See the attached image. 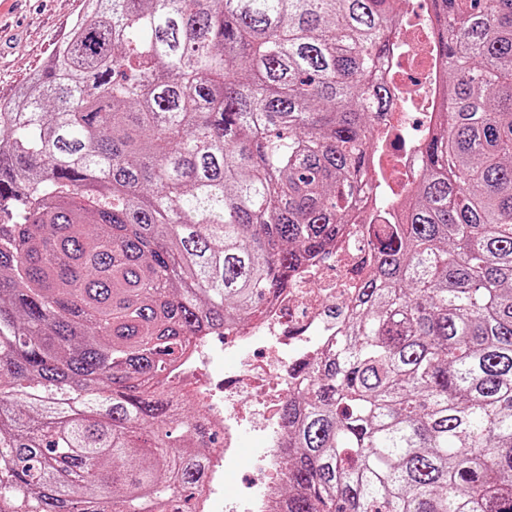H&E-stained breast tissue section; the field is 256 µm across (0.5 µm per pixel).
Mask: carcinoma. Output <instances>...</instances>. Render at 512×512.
Wrapping results in <instances>:
<instances>
[{"label": "carcinoma", "instance_id": "carcinoma-1", "mask_svg": "<svg viewBox=\"0 0 512 512\" xmlns=\"http://www.w3.org/2000/svg\"><path fill=\"white\" fill-rule=\"evenodd\" d=\"M398 2L83 0L0 104V512L195 498L153 382L328 258ZM433 2L452 119L283 406V512H512V0Z\"/></svg>", "mask_w": 512, "mask_h": 512}]
</instances>
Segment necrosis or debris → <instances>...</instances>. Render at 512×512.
<instances>
[{"mask_svg":"<svg viewBox=\"0 0 512 512\" xmlns=\"http://www.w3.org/2000/svg\"><path fill=\"white\" fill-rule=\"evenodd\" d=\"M432 18L429 0H406L383 71L385 82L398 86L401 96L376 119L378 131L390 134L372 164L376 189L356 223L340 234L330 262L298 267L290 287L268 301L258 319L225 333L226 347L242 357L235 370L218 377L203 373L204 357L193 348L165 376L166 389L191 392L201 405L203 435L222 437L209 451L199 512H280L277 490L286 438L280 408L290 387L300 382V368L340 331L357 286L356 262L370 256L367 227L394 223L405 188L419 173L421 145L436 122L441 60L433 44L422 39ZM248 432L263 438L254 450L258 476L225 490Z\"/></svg>","mask_w":512,"mask_h":512,"instance_id":"obj_1","label":"necrosis or debris"}]
</instances>
